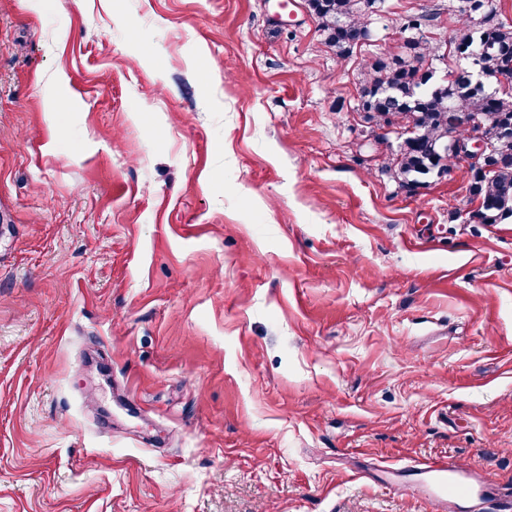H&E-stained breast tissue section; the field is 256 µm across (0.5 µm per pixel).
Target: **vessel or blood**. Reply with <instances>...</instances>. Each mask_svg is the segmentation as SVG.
Returning a JSON list of instances; mask_svg holds the SVG:
<instances>
[{
	"instance_id": "obj_1",
	"label": "vessel or blood",
	"mask_w": 512,
	"mask_h": 512,
	"mask_svg": "<svg viewBox=\"0 0 512 512\" xmlns=\"http://www.w3.org/2000/svg\"><path fill=\"white\" fill-rule=\"evenodd\" d=\"M407 483L421 481L430 489V495L440 512H455L459 495L469 488L465 465L456 461L434 460L419 465H405L394 470Z\"/></svg>"
}]
</instances>
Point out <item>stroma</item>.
Segmentation results:
<instances>
[{"label":"stroma","instance_id":"stroma-1","mask_svg":"<svg viewBox=\"0 0 512 512\" xmlns=\"http://www.w3.org/2000/svg\"><path fill=\"white\" fill-rule=\"evenodd\" d=\"M306 0H0V512H432L512 495V223L409 193ZM468 468L460 462L434 460L392 468V474L403 478L407 483L415 479L430 489V495L438 510L452 512L457 508L459 495L469 489Z\"/></svg>","mask_w":512,"mask_h":512}]
</instances>
